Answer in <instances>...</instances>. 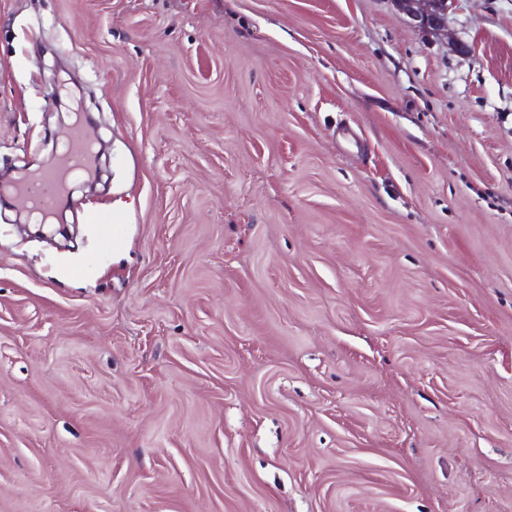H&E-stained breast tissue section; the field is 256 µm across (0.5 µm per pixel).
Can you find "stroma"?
I'll return each instance as SVG.
<instances>
[{
	"label": "stroma",
	"mask_w": 512,
	"mask_h": 512,
	"mask_svg": "<svg viewBox=\"0 0 512 512\" xmlns=\"http://www.w3.org/2000/svg\"><path fill=\"white\" fill-rule=\"evenodd\" d=\"M77 110L65 231L0 206V512H512V0H0V173ZM457 0H393L396 8L427 35L448 34V13ZM97 221L101 224L102 234L99 241L101 251L120 249L124 244V221L118 213L102 212L97 215Z\"/></svg>",
	"instance_id": "1"
}]
</instances>
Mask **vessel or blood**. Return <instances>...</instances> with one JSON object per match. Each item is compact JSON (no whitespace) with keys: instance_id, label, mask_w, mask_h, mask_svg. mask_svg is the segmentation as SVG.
I'll return each mask as SVG.
<instances>
[{"instance_id":"obj_1","label":"vessel or blood","mask_w":512,"mask_h":512,"mask_svg":"<svg viewBox=\"0 0 512 512\" xmlns=\"http://www.w3.org/2000/svg\"><path fill=\"white\" fill-rule=\"evenodd\" d=\"M91 146L82 126H73L57 166L36 172L16 183L12 191L24 197L30 212L38 221H48L59 200L65 195L70 179L84 173L90 163ZM102 227L99 248L103 251L120 249L124 244L123 218L117 213L98 214Z\"/></svg>"}]
</instances>
